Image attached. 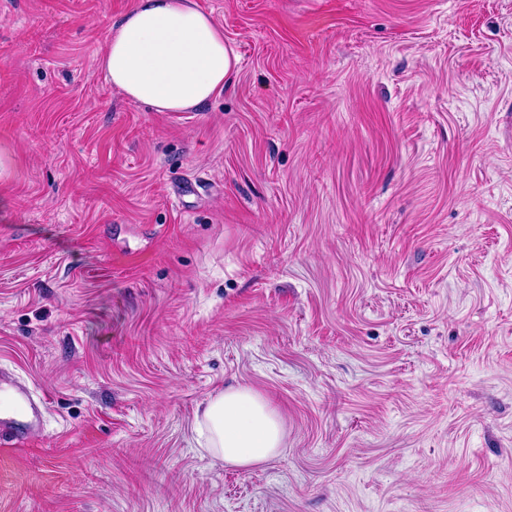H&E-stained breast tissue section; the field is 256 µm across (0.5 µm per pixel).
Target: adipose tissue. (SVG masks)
<instances>
[{
	"label": "adipose tissue",
	"instance_id": "adipose-tissue-1",
	"mask_svg": "<svg viewBox=\"0 0 512 512\" xmlns=\"http://www.w3.org/2000/svg\"><path fill=\"white\" fill-rule=\"evenodd\" d=\"M239 58L194 0H135L111 28L98 63L128 99L157 112H186L224 89ZM218 462L248 468L283 446L281 418L266 398L230 386L203 408L197 428Z\"/></svg>",
	"mask_w": 512,
	"mask_h": 512
}]
</instances>
